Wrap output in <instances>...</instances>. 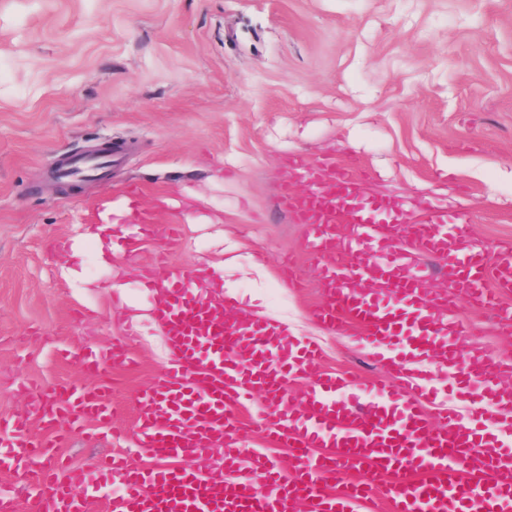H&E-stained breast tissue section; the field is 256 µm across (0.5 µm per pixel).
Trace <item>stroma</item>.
Returning <instances> with one entry per match:
<instances>
[{
    "label": "stroma",
    "instance_id": "obj_1",
    "mask_svg": "<svg viewBox=\"0 0 512 512\" xmlns=\"http://www.w3.org/2000/svg\"><path fill=\"white\" fill-rule=\"evenodd\" d=\"M0 70V417L93 382L62 350L118 341L137 360L112 370L111 430L46 449L49 466L129 451L134 397L170 358L124 233L108 268L70 248L91 207L128 182L150 204L199 196L179 246L144 239L142 261L218 262L212 278L242 309L319 346L322 369L372 381L389 378L382 362L311 315L318 263L279 203L282 185H309L289 159L330 156L365 173L368 194L460 215L486 250L512 240V0H0ZM105 146L107 181L60 188V160ZM287 259L302 289L280 280ZM456 316L461 359L512 356L490 310L462 301ZM433 374L426 411L466 410L472 391Z\"/></svg>",
    "mask_w": 512,
    "mask_h": 512
}]
</instances>
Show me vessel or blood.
I'll return each mask as SVG.
<instances>
[{
	"label": "vessel or blood",
	"instance_id": "vessel-or-blood-1",
	"mask_svg": "<svg viewBox=\"0 0 512 512\" xmlns=\"http://www.w3.org/2000/svg\"><path fill=\"white\" fill-rule=\"evenodd\" d=\"M290 165L312 184L305 192L283 186L280 202L306 225L320 264L325 300L315 319L386 354L402 384L319 371L317 346L286 341L279 322L241 310L232 295L206 294V269L143 265L152 316L170 350L160 375L135 398L136 444L154 463L139 467L114 452L62 477L43 465L48 441L30 435L32 421H42L57 441L91 422L111 424L107 375L114 366L136 365L122 343L77 352L85 371L97 375L95 384L60 386L56 400L39 396L24 412L0 418V468L35 489L37 512H92L98 492L114 483L120 489L105 512H358L374 500L387 512H512V386L504 383L512 358L475 356L461 367L452 316L456 301L465 300L512 327L505 296L512 243L490 255L447 211L417 218L399 199L364 197L359 179L334 159ZM110 168L104 157L82 156L59 173L102 180ZM125 193L131 223L152 233L158 205L145 204L138 185ZM424 256L444 259L448 292L429 288ZM433 364L454 369L459 385L476 390L481 407L473 421L447 409L431 425L422 403L435 393ZM300 378L310 384L298 398L291 386ZM255 394L268 406L262 435L289 449L290 470L239 449L238 410ZM487 418L488 429L480 425ZM217 447L224 458L212 471Z\"/></svg>",
	"mask_w": 512,
	"mask_h": 512
}]
</instances>
